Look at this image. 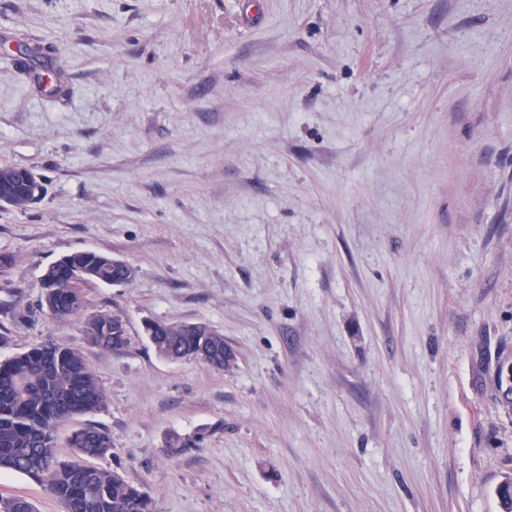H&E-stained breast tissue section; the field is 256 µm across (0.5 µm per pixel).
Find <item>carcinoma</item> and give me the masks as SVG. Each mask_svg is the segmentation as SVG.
Instances as JSON below:
<instances>
[{
	"mask_svg": "<svg viewBox=\"0 0 512 512\" xmlns=\"http://www.w3.org/2000/svg\"><path fill=\"white\" fill-rule=\"evenodd\" d=\"M41 182L25 177L16 167H0V192L7 205L25 208L34 202ZM50 281L43 288L41 305L57 321L81 318L87 309L84 293L89 284H112V258L85 250L69 254L46 270ZM79 275L75 286L69 279ZM90 342L103 349L127 343L119 315L100 313L86 321ZM152 347L169 360L198 358L227 369L224 336H212L206 325L154 322ZM105 393L82 353L45 342L0 361V469L14 471L45 483L66 507V512H154L152 499L114 471L81 463L112 453L110 434L101 428L74 430L68 438L74 459L56 455L54 431L75 415L100 410ZM202 437L174 436L167 441L173 454L195 447Z\"/></svg>",
	"mask_w": 512,
	"mask_h": 512,
	"instance_id": "obj_1",
	"label": "carcinoma"
}]
</instances>
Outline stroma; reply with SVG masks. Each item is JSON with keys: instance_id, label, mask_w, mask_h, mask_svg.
Listing matches in <instances>:
<instances>
[{"instance_id": "obj_1", "label": "stroma", "mask_w": 512, "mask_h": 512, "mask_svg": "<svg viewBox=\"0 0 512 512\" xmlns=\"http://www.w3.org/2000/svg\"><path fill=\"white\" fill-rule=\"evenodd\" d=\"M1 166L45 192L0 206V361L51 340L106 394L60 456L107 430L156 512H503L512 0H0ZM84 250L135 271L85 289L123 349L40 307ZM148 320L233 365L160 358ZM90 342L103 349H118L127 343V330L119 315L100 313L86 321Z\"/></svg>"}]
</instances>
